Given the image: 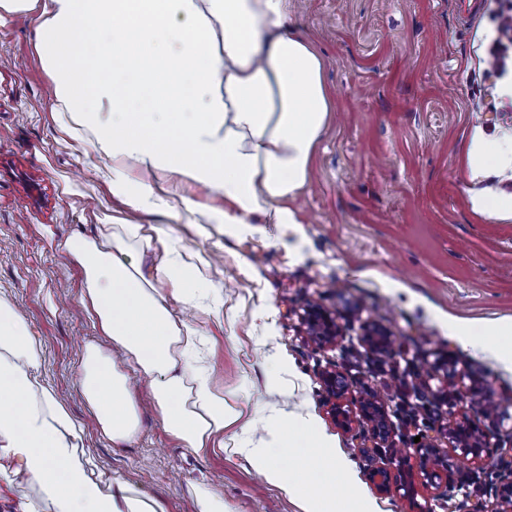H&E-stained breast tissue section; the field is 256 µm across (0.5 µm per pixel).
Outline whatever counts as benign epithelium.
Here are the masks:
<instances>
[{
    "label": "benign epithelium",
    "instance_id": "7a95c632",
    "mask_svg": "<svg viewBox=\"0 0 512 512\" xmlns=\"http://www.w3.org/2000/svg\"><path fill=\"white\" fill-rule=\"evenodd\" d=\"M310 335L324 344H334L342 336L336 318L323 308L314 305L307 310L305 318ZM362 342L373 353H386L390 348V338L377 327L367 324L362 328ZM323 387L326 393L329 411L332 418L346 430L360 420L365 421L371 429L369 436L373 441L370 452L381 455V448L389 445L392 436V425L387 418L384 406L374 396L350 397V385L345 376L338 371H327L323 374ZM449 434L453 442V450L471 457V460L483 465L486 462L485 445L486 431L480 424L463 414L460 420L449 425ZM416 447L421 452V469L425 471L431 484L442 479L440 470H427V463L436 450V445L429 440H420ZM393 461H381L374 466L370 478L375 489L388 494L392 491L394 478L391 474Z\"/></svg>",
    "mask_w": 512,
    "mask_h": 512
}]
</instances>
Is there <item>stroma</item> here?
Instances as JSON below:
<instances>
[{
	"label": "stroma",
	"mask_w": 512,
	"mask_h": 512,
	"mask_svg": "<svg viewBox=\"0 0 512 512\" xmlns=\"http://www.w3.org/2000/svg\"><path fill=\"white\" fill-rule=\"evenodd\" d=\"M470 2L466 13L461 0H290L291 26L323 56L333 110L308 183L291 202L297 231L258 223L241 235L190 223L179 209L160 216L114 199L88 134L69 132L57 116L37 13L0 24V294L41 342L39 380L81 421L99 469L162 499L167 512H197L193 483L223 496L227 512H298L242 450L267 444L269 420L304 418L332 437L361 496L380 512H469L451 489L499 474L493 458L512 417L485 421L491 461L481 466L438 439L447 475L432 487L416 469V428L396 423L392 453L411 474L405 488L383 495L370 481L376 458L361 449L365 427L333 421L321 374L340 371L353 394H378L391 414L416 386L461 396L430 419L443 431L450 416L474 414L484 390L512 399V367L453 339L459 318L476 331L512 322V220L475 213L470 201L512 193V168L476 176L465 155L476 130L512 137V97L498 91L512 57L492 75L483 63L512 0ZM115 218L156 226L207 278L198 306L175 309L206 336L214 381L243 412L221 451L196 456L149 409L134 444H112L80 394L83 346L100 332L78 314L82 272L61 245ZM313 303L345 328L337 346L320 345L302 324ZM366 323L388 333L390 354L361 343ZM450 357L458 370L451 379L435 369ZM16 467L0 458V512L36 504L35 492L15 481Z\"/></svg>",
	"instance_id": "stroma-1"
}]
</instances>
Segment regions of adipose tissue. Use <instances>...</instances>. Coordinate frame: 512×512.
<instances>
[{
    "label": "adipose tissue",
    "instance_id": "ef3b65f1",
    "mask_svg": "<svg viewBox=\"0 0 512 512\" xmlns=\"http://www.w3.org/2000/svg\"><path fill=\"white\" fill-rule=\"evenodd\" d=\"M43 13L38 44L55 98L92 130L114 197L134 210H165L176 177L223 195L220 215H198L182 199L200 223L236 232L257 215L298 224L286 202L306 185L332 107L322 57L288 27V0H44ZM104 29L110 37H101ZM466 160L480 173L512 168V139L475 132ZM130 165L144 180L128 177ZM152 240L149 226L106 224L96 237L63 243L84 274L83 312L108 341L86 345L78 383L112 443L132 444L141 433L142 381L165 430L204 455L241 412L199 359L196 325L171 307L198 297L202 272L168 243L143 272L133 248ZM455 341L464 349L482 343L512 363V324L478 337L462 327ZM41 363L40 341L0 295V457L19 460L14 476L37 488L42 512H166L160 500L95 468L81 423L39 382ZM268 433L270 447L246 456L301 512H375L366 500L337 505L332 489L353 485L354 474L313 422L282 419ZM280 455L295 458L296 468L281 467Z\"/></svg>",
    "mask_w": 512,
    "mask_h": 512
}]
</instances>
